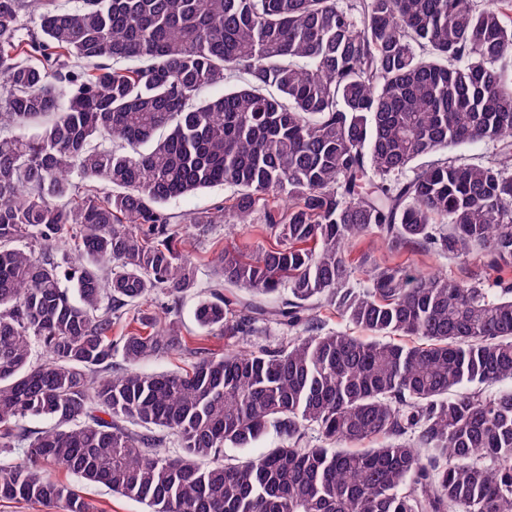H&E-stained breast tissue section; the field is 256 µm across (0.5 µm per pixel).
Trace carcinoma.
Wrapping results in <instances>:
<instances>
[{
    "label": "carcinoma",
    "mask_w": 512,
    "mask_h": 512,
    "mask_svg": "<svg viewBox=\"0 0 512 512\" xmlns=\"http://www.w3.org/2000/svg\"><path fill=\"white\" fill-rule=\"evenodd\" d=\"M475 2L0 0V454L20 455L0 500L91 512L62 470L148 512H512V386L465 389L512 382V0ZM483 141L487 164L424 161ZM224 185L182 223L277 245L218 253L194 317L237 344L291 333L278 347L183 334L196 267L166 205ZM374 238L495 287L364 255L355 290L348 253ZM70 240L71 268L35 256ZM326 306L368 335L324 331ZM169 354L194 361L139 369ZM190 360L180 355H165L163 357L152 358L141 365V369L147 373L155 372H177L188 369ZM280 442L279 435L276 430L271 428L268 434L260 440L254 442L249 448L244 450L224 449V456L227 458L245 459L255 457L269 448H273Z\"/></svg>",
    "instance_id": "cac0c4a2"
}]
</instances>
